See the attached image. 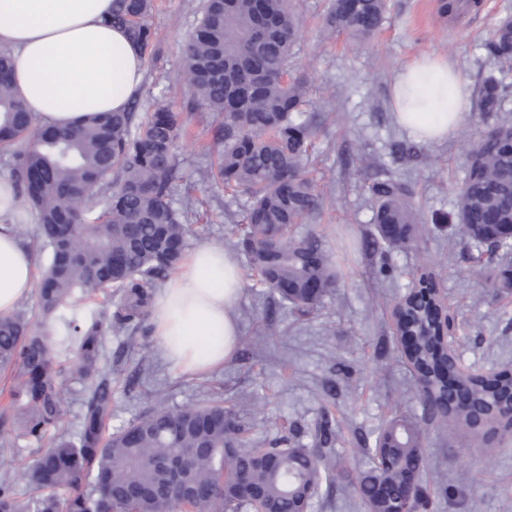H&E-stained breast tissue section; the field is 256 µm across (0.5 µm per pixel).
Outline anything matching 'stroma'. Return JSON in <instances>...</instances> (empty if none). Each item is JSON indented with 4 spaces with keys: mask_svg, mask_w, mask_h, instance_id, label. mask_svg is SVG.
Listing matches in <instances>:
<instances>
[{
    "mask_svg": "<svg viewBox=\"0 0 512 512\" xmlns=\"http://www.w3.org/2000/svg\"><path fill=\"white\" fill-rule=\"evenodd\" d=\"M203 0H156L155 62L147 67L139 95L142 111L155 103L182 108L189 98L183 43L200 18ZM300 35L292 67L306 76L309 111L319 113L314 172L325 209L316 228L338 260V282L319 313L298 323L279 308L249 269H242V295L235 307L240 335L223 367L207 374L174 371L155 336L109 333L103 338L104 369L112 381V432L149 409L204 402L219 394L236 406L253 438L267 441L288 429H306L320 407L340 420L339 450L357 466L363 438L392 416L421 419L415 376L400 352L391 310L421 271L434 273L457 316L453 344L464 367L481 372L512 369V292L495 294L489 267L450 226L432 229L416 245L388 259L368 250L372 210L365 183L372 168L392 167L390 144L409 139L394 117L392 87L401 69L424 55L448 59L470 95L496 73L482 41L512 0H480L478 11L450 20L436 15V0H389L387 19L375 39L360 45L322 26L327 0H292ZM213 116L195 111L190 138L177 148L179 185L202 203L190 223L188 248L206 244L229 250L227 229L240 206L222 184L201 182L213 142ZM472 112L448 140L426 143L407 169L416 202L425 212H447L465 174L467 148L484 131ZM389 262L393 277L379 268ZM276 334H268V326ZM424 469L433 512H512V436L476 445L453 421H424Z\"/></svg>",
    "mask_w": 512,
    "mask_h": 512,
    "instance_id": "1",
    "label": "stroma"
}]
</instances>
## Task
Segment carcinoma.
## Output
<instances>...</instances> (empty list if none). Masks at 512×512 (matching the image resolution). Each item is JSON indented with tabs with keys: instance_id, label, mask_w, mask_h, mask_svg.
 Wrapping results in <instances>:
<instances>
[{
	"instance_id": "cac0c4a2",
	"label": "carcinoma",
	"mask_w": 512,
	"mask_h": 512,
	"mask_svg": "<svg viewBox=\"0 0 512 512\" xmlns=\"http://www.w3.org/2000/svg\"><path fill=\"white\" fill-rule=\"evenodd\" d=\"M153 0H112L107 18L142 53L153 48ZM388 0H328L324 22L359 41L383 25ZM299 25L290 0H205L201 19L183 54L188 106L213 113L215 163L204 177L220 180L244 199L235 215L234 247L261 285L298 316L321 309L338 273L324 235L296 234L322 208L307 164L319 124L303 109L307 80L290 73ZM499 65L477 98L478 112L501 131L469 144L467 169L455 190L456 211L428 215L412 202L407 178L389 169L369 179L373 200V249L383 258L420 240L430 224H454L456 233L482 248L495 265L493 291L512 290V242L497 250L482 238L512 227V125L498 121L512 96V20L501 21L482 43ZM10 52L0 50V157L13 183L16 204L37 212L39 252L37 312L0 315V372L9 376V403L0 411V467L12 462L15 440L40 442L57 427L65 393L57 383L60 353L76 346L74 374L84 395L71 434L20 473L0 476V512H177L190 503L204 512H252L243 495H261L267 512H304L322 488L349 481L366 512H392L407 492V474L422 471L423 429L403 416L388 420L355 476L336 451L340 423L323 407L308 431V447L274 441L257 448L235 409L207 404L160 408L104 434L112 418V384L103 370L107 328L146 334L155 289L184 258L194 202L177 190L176 142L190 115L158 104L136 112H98L65 128L40 125L17 97ZM406 141L392 144L397 160L417 156ZM96 292L115 311L79 317L76 301ZM404 327L417 335L416 361L423 415L445 417L456 405L468 413L457 422L487 444L508 434L512 377L486 382L463 375L448 358L435 326L434 304L402 300ZM60 332L51 338L46 327ZM187 466L186 481L164 469L173 458ZM36 493L22 497L18 480Z\"/></svg>"
}]
</instances>
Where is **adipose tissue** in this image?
Here are the masks:
<instances>
[{"label":"adipose tissue","instance_id":"adipose-tissue-1","mask_svg":"<svg viewBox=\"0 0 512 512\" xmlns=\"http://www.w3.org/2000/svg\"><path fill=\"white\" fill-rule=\"evenodd\" d=\"M112 0H0V47L13 80L41 124L68 127L92 112L122 111L144 83L145 62L123 29L105 25ZM397 123L417 140L442 142L469 117L466 85L447 60L425 55L397 77ZM13 187L0 177V314L34 288L35 257L14 230ZM235 261L202 245L155 300V334L171 368L204 373L223 364L238 339L241 295Z\"/></svg>","mask_w":512,"mask_h":512}]
</instances>
